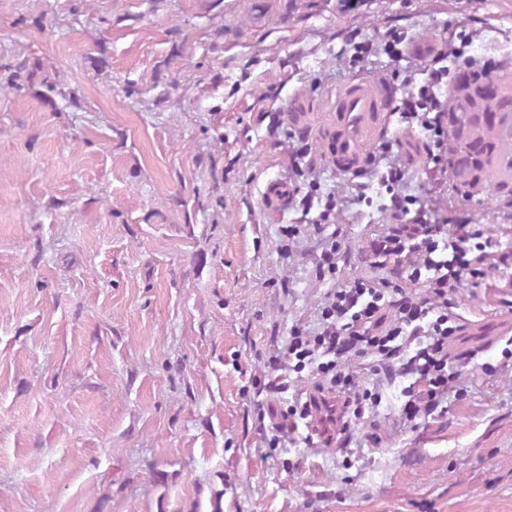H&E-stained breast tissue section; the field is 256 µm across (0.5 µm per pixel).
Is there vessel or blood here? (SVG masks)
<instances>
[{
    "instance_id": "1",
    "label": "vessel or blood",
    "mask_w": 512,
    "mask_h": 512,
    "mask_svg": "<svg viewBox=\"0 0 512 512\" xmlns=\"http://www.w3.org/2000/svg\"><path fill=\"white\" fill-rule=\"evenodd\" d=\"M388 87L368 80L350 83L336 99V120L323 132L333 166L352 173L366 160L368 149L381 131V117L392 108Z\"/></svg>"
}]
</instances>
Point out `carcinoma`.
Instances as JSON below:
<instances>
[{
	"instance_id": "1",
	"label": "carcinoma",
	"mask_w": 512,
	"mask_h": 512,
	"mask_svg": "<svg viewBox=\"0 0 512 512\" xmlns=\"http://www.w3.org/2000/svg\"><path fill=\"white\" fill-rule=\"evenodd\" d=\"M36 69L20 62L0 70V90L20 92ZM512 118V76L476 74L461 81L448 102V149L452 188L463 198L470 189L512 183V132L495 119Z\"/></svg>"
}]
</instances>
